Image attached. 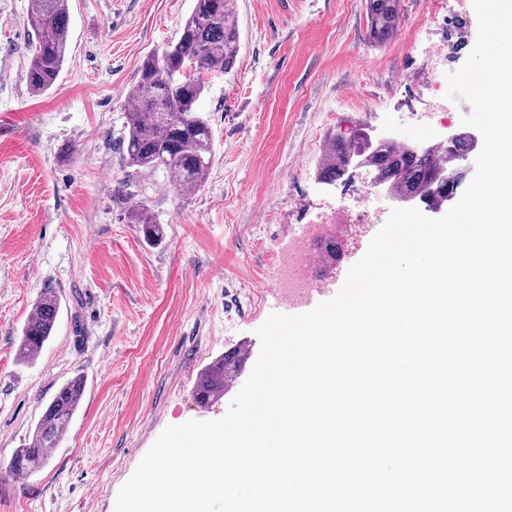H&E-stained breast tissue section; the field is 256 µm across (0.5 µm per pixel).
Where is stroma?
Here are the masks:
<instances>
[{
  "instance_id": "1",
  "label": "stroma",
  "mask_w": 512,
  "mask_h": 512,
  "mask_svg": "<svg viewBox=\"0 0 512 512\" xmlns=\"http://www.w3.org/2000/svg\"><path fill=\"white\" fill-rule=\"evenodd\" d=\"M29 0H0V512H115L122 485L169 425L222 418L235 396L202 404L195 387L240 346L247 380L256 330L283 294L282 249L299 226L337 205L361 206L359 169L326 185L318 163L330 135L364 124L417 143L462 131V98L449 122H421L448 85L431 47L459 69L478 37L472 0H404L397 35L368 39L364 0H236L235 66L205 74L199 110L214 134L205 184L177 194L162 172L131 175L119 151L128 90L151 53L177 38L192 0H69L67 59L55 85L34 94L26 71ZM134 177L135 199L164 227L144 242L112 200ZM374 223L343 233L329 285H343L384 225L392 201L376 196ZM60 311L29 361L22 326L43 288ZM84 394L47 463L27 482L7 471L57 390Z\"/></svg>"
}]
</instances>
